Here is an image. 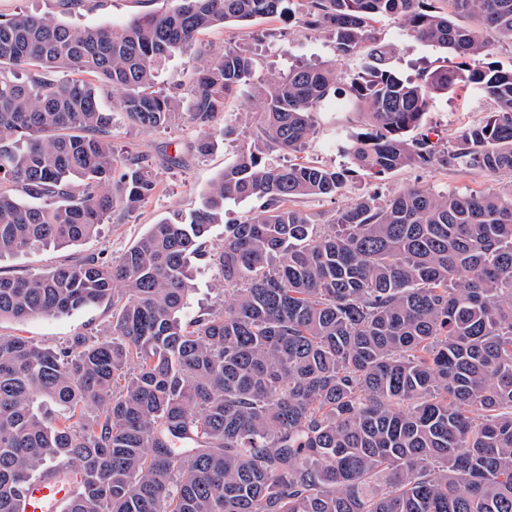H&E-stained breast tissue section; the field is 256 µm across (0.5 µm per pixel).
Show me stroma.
<instances>
[{
	"label": "stroma",
	"mask_w": 512,
	"mask_h": 512,
	"mask_svg": "<svg viewBox=\"0 0 512 512\" xmlns=\"http://www.w3.org/2000/svg\"><path fill=\"white\" fill-rule=\"evenodd\" d=\"M172 0H89L86 8L76 14L64 13L60 0H0V15L12 17L22 12L37 13L75 27L118 25L152 11H165ZM378 37L392 50V63L404 77L414 79L419 73L444 65L448 54L444 49L414 41L397 19L389 18L377 26ZM199 41L213 55H221L228 46L246 50L256 64L257 78L287 74L297 64L332 63L339 85H347L363 64L362 56L342 57L324 30L310 31L298 27L285 16L263 17L247 24H230L203 31ZM97 93L105 111L112 114V150L118 161L140 157L154 169L158 185L155 194L138 210L121 222L103 225L99 235L78 244L31 250L0 259V273L29 276L74 264L89 256L118 260L146 232L149 225L176 210H189L198 201L214 178L232 160L239 136L219 142L207 155L199 154L194 145L201 130L184 122L168 129L142 132L132 128L124 114L114 109L112 90L98 85ZM491 104L477 89L442 94L429 106L428 124L438 130L442 140H449L461 127L483 121ZM341 137L329 119H322L316 137L299 152L302 160L330 168L347 164L340 147ZM178 156V165H171L170 156ZM428 188L435 192L458 193L498 191L512 192V175L493 176L482 171L462 174L456 170L407 166L381 179L363 175L354 177L347 190L333 197L305 199L298 207L326 223L339 210L362 196L386 197L409 187ZM112 320V308L102 305L58 317H39L18 323L0 320V335L21 336L36 345L57 348L73 336L99 335Z\"/></svg>",
	"instance_id": "35a3bbf8"
}]
</instances>
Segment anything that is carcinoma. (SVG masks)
I'll return each mask as SVG.
<instances>
[{
    "mask_svg": "<svg viewBox=\"0 0 512 512\" xmlns=\"http://www.w3.org/2000/svg\"><path fill=\"white\" fill-rule=\"evenodd\" d=\"M434 2L177 0L85 28L0 19V256L79 243L153 195L149 165H118L91 79L143 131L196 125L200 154L218 146L226 98L253 104L224 124L225 138L251 134L189 214L150 225L114 262L0 275V320L112 304L101 337L51 349L0 336V512H20L48 469L83 475L65 512H512V198L412 187L324 224L293 207L355 173H512V69L468 66L490 35L512 45V0ZM285 13L342 56L366 53L347 87L330 64L256 81L246 51L213 58L197 43ZM388 18L454 62L403 78L376 37ZM187 53L188 95L155 91L161 65ZM471 87L493 111L438 148L429 102ZM332 98L361 120L343 145L350 166L279 164ZM248 199L258 207L224 223L225 203ZM193 257L224 299L185 322Z\"/></svg>",
    "mask_w": 512,
    "mask_h": 512,
    "instance_id": "1",
    "label": "carcinoma"
}]
</instances>
